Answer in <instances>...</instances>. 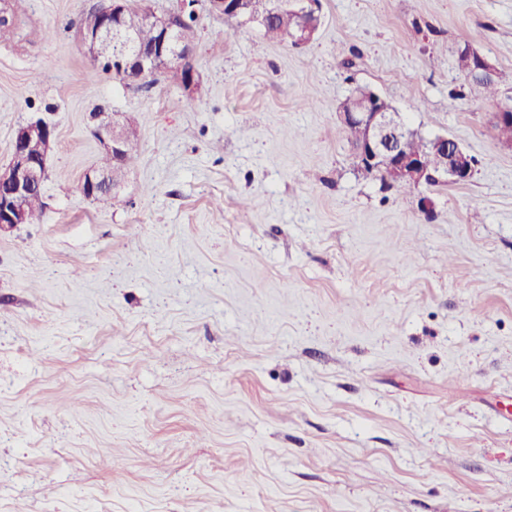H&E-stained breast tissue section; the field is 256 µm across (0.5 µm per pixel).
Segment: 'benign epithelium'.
<instances>
[{
	"instance_id": "obj_1",
	"label": "benign epithelium",
	"mask_w": 512,
	"mask_h": 512,
	"mask_svg": "<svg viewBox=\"0 0 512 512\" xmlns=\"http://www.w3.org/2000/svg\"><path fill=\"white\" fill-rule=\"evenodd\" d=\"M244 0H207L206 8L213 15L232 19L241 25L257 21L242 11ZM199 0H179V6L169 12L158 13L150 0H137L136 9L141 22L160 32L158 43L150 48L128 51L134 42V32L122 22L130 9L129 0H102L94 9L80 16L74 31L87 58L95 65L129 83H144L151 78L172 79L183 90L190 92L197 85L194 46L186 44L181 29L188 24V15H197ZM320 8L317 0H284L279 16L301 21L297 46L310 43L317 33V23L308 20ZM462 52L472 58V67L466 73L470 81L497 79L496 68L483 56L466 46ZM122 114L102 112L97 115L95 136L104 152L118 160L122 133L119 131ZM345 126H357L363 133L358 147V158L382 170L388 180H396L416 187L426 184H461L472 176L474 159L452 138L435 137L430 140L432 150L441 158V165L431 171L417 157L403 147L410 133L401 115L381 96L365 101L355 100L340 112ZM53 126L42 117H33L17 127L12 139L11 156L0 165V232L18 224L29 223L23 200L29 192L41 186L47 174V160L53 139ZM122 168L101 170L97 167L85 174V196L94 198L108 187L117 194L121 185Z\"/></svg>"
}]
</instances>
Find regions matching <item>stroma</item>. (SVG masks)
<instances>
[{"label": "stroma", "mask_w": 512, "mask_h": 512, "mask_svg": "<svg viewBox=\"0 0 512 512\" xmlns=\"http://www.w3.org/2000/svg\"><path fill=\"white\" fill-rule=\"evenodd\" d=\"M98 2L0 43V165L54 128L43 216L0 234V512H512V0H321L300 48L203 11L191 95L92 65ZM360 85L470 181L364 176ZM101 112L140 139L109 207L77 190ZM460 53H466L472 58V67L466 73L469 80V94L474 96L493 97L496 94L495 84L481 81H495L497 79L496 68L483 56L475 52L469 46H465Z\"/></svg>", "instance_id": "obj_1"}]
</instances>
